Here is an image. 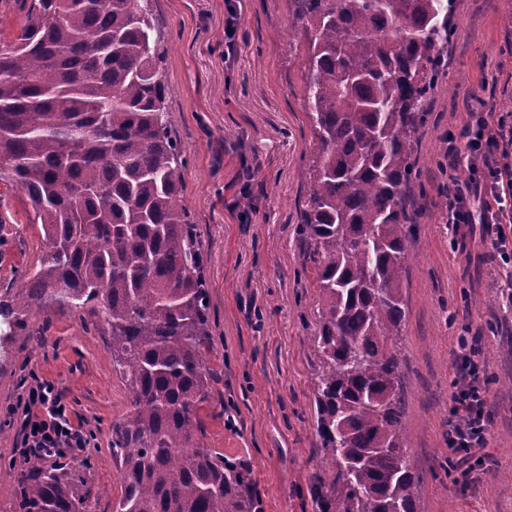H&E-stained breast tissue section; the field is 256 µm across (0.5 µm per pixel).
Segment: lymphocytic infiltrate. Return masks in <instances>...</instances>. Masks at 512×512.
Listing matches in <instances>:
<instances>
[{"label": "lymphocytic infiltrate", "mask_w": 512, "mask_h": 512, "mask_svg": "<svg viewBox=\"0 0 512 512\" xmlns=\"http://www.w3.org/2000/svg\"><path fill=\"white\" fill-rule=\"evenodd\" d=\"M461 147L448 150V166L457 169L467 161L466 177H452L445 222L459 249H466L470 230H478L498 261L512 308V165L501 162L512 143V126L495 123L483 107L473 108L460 132ZM481 334L460 343L453 367L454 392L448 418V448L455 457L456 485L469 489L482 478L478 467L489 460L487 438L494 424L489 408L487 377L481 356ZM22 432L25 453L57 461L87 447L89 439L75 422L63 393L54 383L35 379L25 395L6 409Z\"/></svg>", "instance_id": "obj_1"}]
</instances>
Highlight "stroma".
I'll return each mask as SVG.
<instances>
[{
	"label": "stroma",
	"instance_id": "1",
	"mask_svg": "<svg viewBox=\"0 0 512 512\" xmlns=\"http://www.w3.org/2000/svg\"><path fill=\"white\" fill-rule=\"evenodd\" d=\"M163 35L167 111L183 150L184 205L204 245L217 373L201 412L205 441L250 471L260 512H316L322 476L309 338L318 296L308 247L298 235L315 152L302 101V57L284 35L292 0H148ZM512 0H456L448 74L419 131L420 177L410 199L417 236L403 290L401 336L406 446L418 475L417 512H512V311L488 248L472 238L456 250L442 212L448 145L471 104L484 100L512 125ZM235 16L234 51L224 25ZM45 242L26 197L0 179V300L23 323L0 353V512H18L14 488L30 459L5 409L32 376L61 389L90 444L65 459L82 482L87 512H112L120 473L112 425L129 393L112 369L101 321L69 307L21 305L20 276ZM481 333L494 425L481 483L455 486L448 466V415L460 337Z\"/></svg>",
	"mask_w": 512,
	"mask_h": 512
}]
</instances>
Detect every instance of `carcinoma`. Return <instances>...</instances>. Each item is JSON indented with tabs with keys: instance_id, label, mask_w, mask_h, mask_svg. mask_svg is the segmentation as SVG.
<instances>
[{
	"instance_id": "1",
	"label": "carcinoma",
	"mask_w": 512,
	"mask_h": 512,
	"mask_svg": "<svg viewBox=\"0 0 512 512\" xmlns=\"http://www.w3.org/2000/svg\"><path fill=\"white\" fill-rule=\"evenodd\" d=\"M317 141L299 232L320 300L309 337L318 512H416L398 337L416 218L418 133L445 74L454 0H295ZM160 36L141 0H31L0 53V178L45 248L24 303L101 319L130 394L112 424L113 512H251L249 483L200 438L213 331L204 250L181 197ZM0 340L15 336L0 305ZM22 512H86L60 468L21 473Z\"/></svg>"
}]
</instances>
